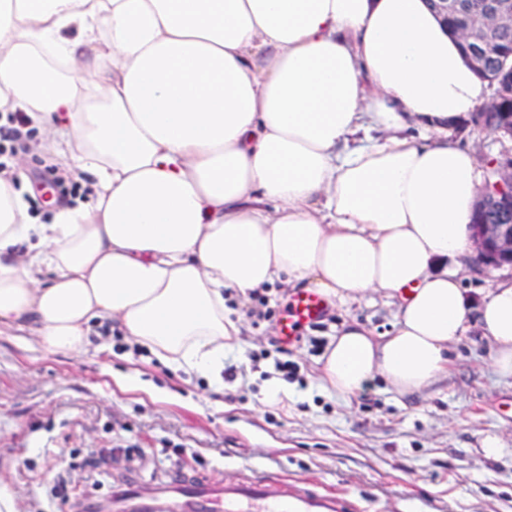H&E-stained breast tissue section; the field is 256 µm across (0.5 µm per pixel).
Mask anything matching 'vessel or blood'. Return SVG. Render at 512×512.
<instances>
[{"label": "vessel or blood", "instance_id": "b4317fda", "mask_svg": "<svg viewBox=\"0 0 512 512\" xmlns=\"http://www.w3.org/2000/svg\"><path fill=\"white\" fill-rule=\"evenodd\" d=\"M325 309L320 296H295L280 327L282 341L295 343L298 330L319 322ZM112 508L114 512H348L350 505L344 498L319 493L306 483L276 485L262 474L248 482L224 484L169 481L148 497L125 487L113 491Z\"/></svg>", "mask_w": 512, "mask_h": 512}]
</instances>
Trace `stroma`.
Here are the masks:
<instances>
[{
	"label": "stroma",
	"mask_w": 512,
	"mask_h": 512,
	"mask_svg": "<svg viewBox=\"0 0 512 512\" xmlns=\"http://www.w3.org/2000/svg\"><path fill=\"white\" fill-rule=\"evenodd\" d=\"M22 189L35 222L56 192L50 137L30 129ZM240 305L241 347L224 354V384L135 351L115 333L80 356L52 354L23 332L0 335V512H70L51 495L66 484L86 501L116 485L144 492L171 477L238 481L263 470L351 499L357 512H512V379L500 377L481 336L454 347L448 378L399 398L382 379L342 399L317 369L334 328L351 315L379 332L396 307L367 294L348 311L327 309L300 328L287 404L269 401L272 359L261 358L279 322ZM502 454L487 455L486 438Z\"/></svg>",
	"instance_id": "35a3bbf8"
}]
</instances>
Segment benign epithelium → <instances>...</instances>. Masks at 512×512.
Segmentation results:
<instances>
[{"label":"benign epithelium","mask_w":512,"mask_h":512,"mask_svg":"<svg viewBox=\"0 0 512 512\" xmlns=\"http://www.w3.org/2000/svg\"><path fill=\"white\" fill-rule=\"evenodd\" d=\"M481 8L473 12L467 0H437L435 7L443 14L461 16L457 32L467 48L468 59L476 67L486 64V57L496 44L497 33L512 29V0H477ZM479 189L477 212L483 219L471 225L473 254L468 264L487 269L512 268V220L506 224L485 219L490 209L512 215V154L505 152Z\"/></svg>","instance_id":"7a95c632"}]
</instances>
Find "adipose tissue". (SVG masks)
<instances>
[{"label": "adipose tissue", "mask_w": 512, "mask_h": 512, "mask_svg": "<svg viewBox=\"0 0 512 512\" xmlns=\"http://www.w3.org/2000/svg\"><path fill=\"white\" fill-rule=\"evenodd\" d=\"M487 99L430 0H0V112L90 179L34 224L0 173V330L78 356L105 320L216 378L241 344L227 298L282 280L397 302L388 334L336 328L337 396L421 392L475 326L512 377V280L475 308L460 276L481 173L451 136Z\"/></svg>", "instance_id": "1"}]
</instances>
